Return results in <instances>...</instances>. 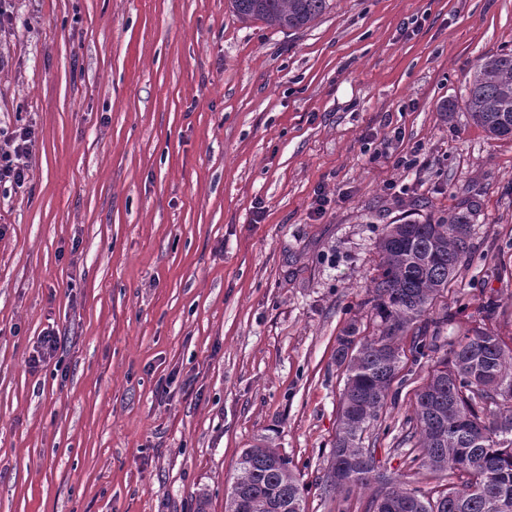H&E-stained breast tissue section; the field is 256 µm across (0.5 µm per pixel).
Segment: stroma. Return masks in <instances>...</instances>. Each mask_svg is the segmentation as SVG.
<instances>
[{
    "instance_id": "1",
    "label": "stroma",
    "mask_w": 512,
    "mask_h": 512,
    "mask_svg": "<svg viewBox=\"0 0 512 512\" xmlns=\"http://www.w3.org/2000/svg\"><path fill=\"white\" fill-rule=\"evenodd\" d=\"M14 4L0 127L36 141L26 187H0V512H225L262 439L306 512H364L369 490L320 479L386 225L474 201L429 315L442 345L484 324L512 347V136L460 107L512 51V0H331L298 30L229 0ZM429 369L405 365L364 438L441 491L402 443Z\"/></svg>"
}]
</instances>
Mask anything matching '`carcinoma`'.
<instances>
[{
    "mask_svg": "<svg viewBox=\"0 0 512 512\" xmlns=\"http://www.w3.org/2000/svg\"><path fill=\"white\" fill-rule=\"evenodd\" d=\"M235 11L280 29H298L323 14L329 0H231ZM464 108L490 134H512V53L483 59L469 83ZM470 214L389 224L378 241L379 273L368 303L377 333L358 337L350 323L339 337L336 363L344 368L338 431L322 478L323 493L372 490L365 512H497L512 502V347L475 327L435 361L416 393L404 443L418 449L417 473L445 474L458 483L432 496L404 488L376 465L364 433L385 406L398 377L399 338L426 316L470 252ZM442 322L413 336V360L436 347ZM482 431L474 438L472 431ZM228 506L232 512H306L288 457L261 442L238 461Z\"/></svg>",
    "mask_w": 512,
    "mask_h": 512,
    "instance_id": "cac0c4a2",
    "label": "carcinoma"
}]
</instances>
